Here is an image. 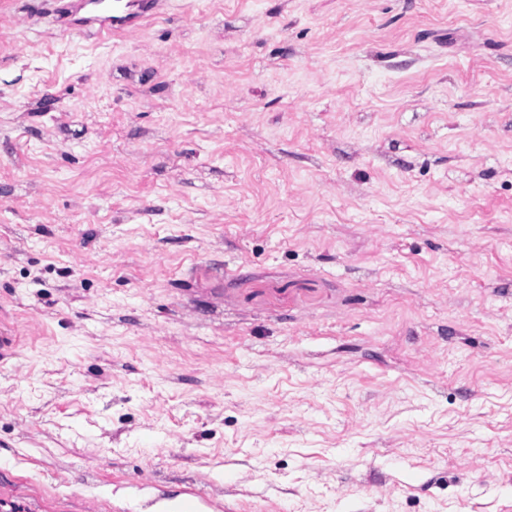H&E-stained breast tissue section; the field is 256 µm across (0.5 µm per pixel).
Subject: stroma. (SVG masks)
Wrapping results in <instances>:
<instances>
[{
	"mask_svg": "<svg viewBox=\"0 0 512 512\" xmlns=\"http://www.w3.org/2000/svg\"><path fill=\"white\" fill-rule=\"evenodd\" d=\"M512 512V0H0V512ZM160 0H113L112 13L102 12L76 19L74 28L86 31L94 27L97 36L118 35L132 28H140L156 15Z\"/></svg>",
	"mask_w": 512,
	"mask_h": 512,
	"instance_id": "1",
	"label": "stroma"
}]
</instances>
